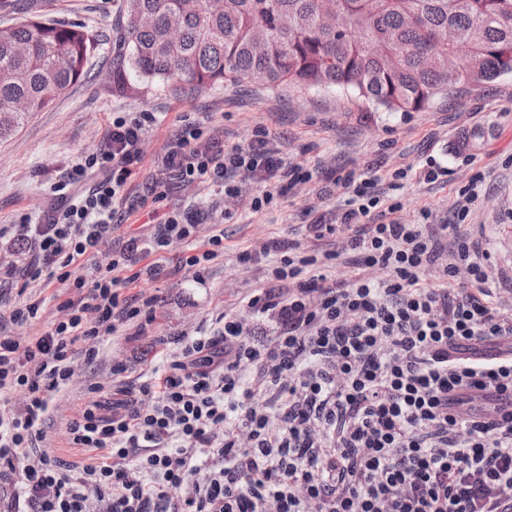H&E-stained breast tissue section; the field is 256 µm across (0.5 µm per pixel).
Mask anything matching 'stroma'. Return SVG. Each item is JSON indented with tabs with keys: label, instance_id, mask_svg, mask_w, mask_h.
<instances>
[{
	"label": "stroma",
	"instance_id": "1",
	"mask_svg": "<svg viewBox=\"0 0 512 512\" xmlns=\"http://www.w3.org/2000/svg\"><path fill=\"white\" fill-rule=\"evenodd\" d=\"M123 4L0 0V27L34 15L83 26L95 40L86 77L29 116L13 136L0 140V226L44 208L50 184L77 156L103 143L113 112L159 116L158 125L145 136L144 162L130 183L140 193L150 183L153 162L168 139L183 120L202 113L231 144L247 143L257 130H264L280 156L301 164L313 177L260 212L252 210L248 191L219 200L214 219L224 226V254L209 264L205 284L195 283L182 266L191 247L172 244L158 281L141 280L124 290L128 297L157 295L153 322L142 336L109 337L108 359L125 361L137 372L149 371L159 360L162 339L199 327L213 329L222 312H242L244 296L265 278L263 263L238 265L240 251L260 249L271 239L331 249V240L306 238L304 226L317 215L330 219L343 210L344 182L350 177L374 178L384 204L401 202L397 217L405 224L421 223L426 212L433 223L453 221L456 201L473 181H481L483 192L467 221L484 227L483 246L497 276V293L512 305V75L469 82L419 112H387L335 88L241 83L184 97L166 83L147 82L132 73L121 88L113 82L112 61L124 41ZM429 163L445 171L432 183L419 178ZM400 170L405 178L394 180ZM92 379L108 383L112 377L108 367L77 365L51 412L56 454L68 462L80 460L82 453L69 447L65 421L83 407L82 393Z\"/></svg>",
	"mask_w": 512,
	"mask_h": 512
}]
</instances>
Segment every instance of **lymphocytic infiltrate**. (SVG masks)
<instances>
[{"instance_id": "lymphocytic-infiltrate-1", "label": "lymphocytic infiltrate", "mask_w": 512, "mask_h": 512, "mask_svg": "<svg viewBox=\"0 0 512 512\" xmlns=\"http://www.w3.org/2000/svg\"><path fill=\"white\" fill-rule=\"evenodd\" d=\"M153 112H116L100 147L77 157L50 188L52 203L14 227L27 252L0 260L15 287L9 320L23 326L42 306L35 288L65 285L63 319L38 336H0V512H512V312L501 308L488 255L465 220L371 221L373 180L346 179L339 223L305 227L336 249L266 242L265 286L245 315L169 337L160 363L131 376L113 362L110 401L90 383L67 420V463L46 418L72 364L96 363L105 337L143 333L155 296L128 299L134 281H157L172 243L195 241L210 213L168 205L171 180L270 207L309 172L285 162L265 133L225 144L208 119L185 122L155 161L146 192L127 193L142 166ZM143 222L93 276L81 261L111 243L117 222ZM351 267L328 283V268Z\"/></svg>"}]
</instances>
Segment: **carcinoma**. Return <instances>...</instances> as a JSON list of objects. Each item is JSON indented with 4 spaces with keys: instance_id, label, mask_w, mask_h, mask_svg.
I'll return each mask as SVG.
<instances>
[{
    "instance_id": "1",
    "label": "carcinoma",
    "mask_w": 512,
    "mask_h": 512,
    "mask_svg": "<svg viewBox=\"0 0 512 512\" xmlns=\"http://www.w3.org/2000/svg\"><path fill=\"white\" fill-rule=\"evenodd\" d=\"M126 69L185 92L226 82L338 88L415 112L452 82L512 74V0H125ZM337 14V28L321 24ZM79 25L25 20L0 32V139L85 76Z\"/></svg>"
}]
</instances>
